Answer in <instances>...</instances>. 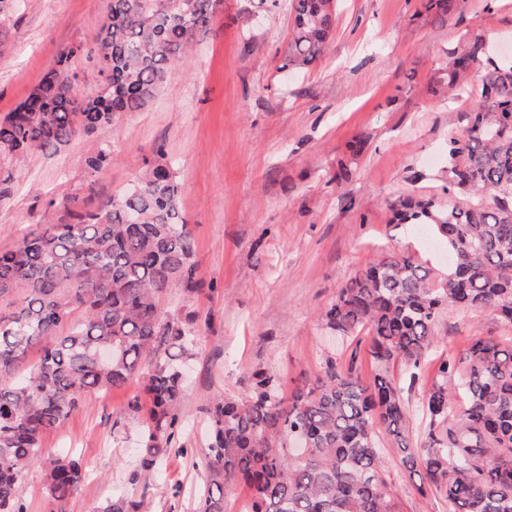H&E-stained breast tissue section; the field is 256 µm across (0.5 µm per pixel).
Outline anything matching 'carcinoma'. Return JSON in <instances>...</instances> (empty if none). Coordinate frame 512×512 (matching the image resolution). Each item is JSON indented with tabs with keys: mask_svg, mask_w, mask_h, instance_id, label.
<instances>
[{
	"mask_svg": "<svg viewBox=\"0 0 512 512\" xmlns=\"http://www.w3.org/2000/svg\"><path fill=\"white\" fill-rule=\"evenodd\" d=\"M219 2L109 0L92 45L64 51L0 119V155H54L120 114L145 109L187 61ZM458 2L426 0L424 8L442 25ZM292 9L282 68L295 71L325 54L336 4L293 0ZM85 51L101 56L105 80L80 97L68 63ZM487 52L476 35L448 53L450 89L484 66L465 135L448 139L443 187L474 201L445 208L400 197L392 204L396 224L438 236L448 250V272L438 277L408 256L389 254L358 271L327 306L331 330L369 331L367 354L378 368L372 384L351 367L338 371L329 363L287 401L265 371L252 374L248 398L217 399L208 411L198 512H224V486L234 482L250 490L245 512H399L383 478L382 432L400 464L434 487L448 512H512V344L478 340L440 362L423 393L417 446L409 439L402 389L389 375L397 361L413 377L422 369L447 307L488 308L512 324V64L487 61ZM110 160L109 145L99 142L87 173L96 175ZM135 185L139 192L126 188L94 211L67 196L63 220L0 250V297L23 296L17 311L0 315V512H27L19 488L42 458L43 436L89 393L140 382L143 396L127 401L123 418L143 442L142 470L161 463L184 427L180 398L193 332L161 301L171 288L193 295L203 288L180 185L162 148L144 159ZM39 344L37 364L14 376V364ZM103 347L112 351L106 363L98 358ZM86 478L80 460H50L43 470L49 512H66ZM141 506L119 499L104 512Z\"/></svg>",
	"mask_w": 512,
	"mask_h": 512,
	"instance_id": "carcinoma-1",
	"label": "carcinoma"
}]
</instances>
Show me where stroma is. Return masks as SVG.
Wrapping results in <instances>:
<instances>
[{"label":"stroma","instance_id":"1","mask_svg":"<svg viewBox=\"0 0 512 512\" xmlns=\"http://www.w3.org/2000/svg\"><path fill=\"white\" fill-rule=\"evenodd\" d=\"M424 0H340L323 57L280 71L291 33L289 0H224L193 55L158 97L122 115L103 136L82 137L60 153L0 160V250L62 212L55 201L79 196L86 210L122 189L145 157L164 146L181 184V206L195 242L201 295L174 288L164 307L193 321L196 357L187 368L180 410L190 454L165 457L137 473L136 430L121 415L139 383L87 395L42 440L43 456L80 457L88 479L67 512H98L118 498L147 512H196L205 479L208 408L243 398L251 374L276 376L291 393L307 377L355 365L364 383L376 369L365 348L329 329L327 305L381 251L412 255L433 270L448 256L395 225L398 197H442L450 137L461 135L481 85L442 80L448 53L481 34L512 62V0H461L446 23L430 21ZM108 0H5L0 5V116L29 94L71 46L88 44ZM111 161L95 177L86 157L99 140ZM437 344L418 378L394 364L408 433L419 442L418 410L440 356L480 337L512 342V324L488 309L442 311ZM384 477L401 512H448L418 476L386 461ZM179 497H172L173 487Z\"/></svg>","mask_w":512,"mask_h":512}]
</instances>
